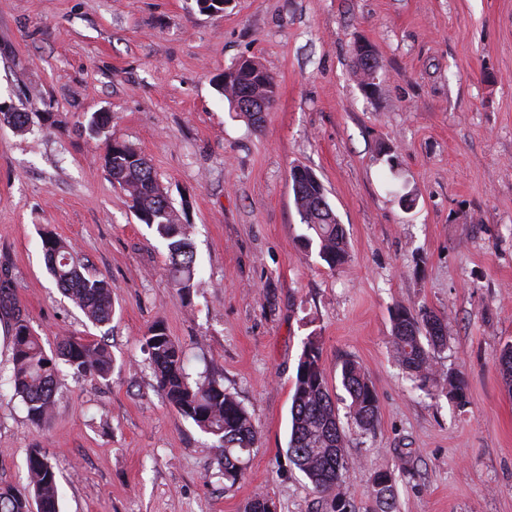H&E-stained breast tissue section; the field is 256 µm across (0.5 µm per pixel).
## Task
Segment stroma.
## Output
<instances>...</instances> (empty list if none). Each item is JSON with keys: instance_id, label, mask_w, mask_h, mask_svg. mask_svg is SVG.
Here are the masks:
<instances>
[{"instance_id": "1", "label": "stroma", "mask_w": 512, "mask_h": 512, "mask_svg": "<svg viewBox=\"0 0 512 512\" xmlns=\"http://www.w3.org/2000/svg\"><path fill=\"white\" fill-rule=\"evenodd\" d=\"M379 63L360 89L352 47ZM276 79L261 128L215 88L242 59ZM0 269L45 349L106 339L116 360L96 382L67 375L33 428L7 378L0 312V486L28 481L30 448L56 471L61 512H320L288 457L299 357L317 337L338 410L341 364L371 380L378 419L346 424L356 512H379L375 471L395 476L399 512H512V387L498 365L512 343V0H0ZM109 133L153 166L192 245L202 288L183 294L168 250L141 224L82 130ZM313 170L344 225L348 264L329 270L298 237L290 172ZM69 240L112 283L115 315L91 325L48 273L40 234ZM443 316L438 375L463 397L419 386L391 349L397 306ZM252 413L259 441L244 475H219L213 440L156 386L141 338L154 323Z\"/></svg>"}]
</instances>
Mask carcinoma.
Instances as JSON below:
<instances>
[{
	"label": "carcinoma",
	"instance_id": "cac0c4a2",
	"mask_svg": "<svg viewBox=\"0 0 512 512\" xmlns=\"http://www.w3.org/2000/svg\"><path fill=\"white\" fill-rule=\"evenodd\" d=\"M353 73L363 83L377 69L375 50L352 51ZM218 92L229 109L259 126L277 96L274 77L255 61H240L224 74ZM0 119L20 133L30 129V113L21 109L1 112ZM112 121L108 112H94L85 129L98 138ZM104 165L125 193L136 218L153 229L167 245L169 276L184 293L200 287L196 257L188 238V225L181 222L149 160L131 144L107 140ZM295 207L307 234L302 236L306 249H315L329 270L345 264L349 258L346 233L333 209H320L327 202L323 185L314 173L296 166L290 173ZM42 249L47 268L57 286L95 327H105L115 313L112 285L103 276L85 273L83 259L74 246L46 232ZM12 310V373L8 378L13 392L20 397L30 423L40 428L51 418L55 395L63 370L77 376L106 380L112 375L114 358L101 340L88 341L74 336L59 339L48 352L20 308L9 272H0V307ZM392 347L397 361L419 385L437 382L432 350L446 344L444 320L438 315L401 307L394 311ZM157 388L184 418L203 433L216 439L220 449V473L234 482L243 475L244 456L251 453L258 431L247 409L214 378L205 375L191 384L185 367V353L169 336L166 328L155 323L142 336ZM341 383L349 395V416L365 431L374 428L378 415L375 389L364 370L353 360L341 366ZM291 432L288 457L308 478L324 503L323 512H356L345 490V474L353 461L347 452V435L340 424L336 403L329 392L322 367L319 342L309 338L297 368L291 401ZM28 484L23 489L0 487V512H60L59 491L54 465L46 452L32 448L27 456ZM395 479L390 470H378L372 480V494L382 512H397Z\"/></svg>",
	"mask_w": 512,
	"mask_h": 512
}]
</instances>
